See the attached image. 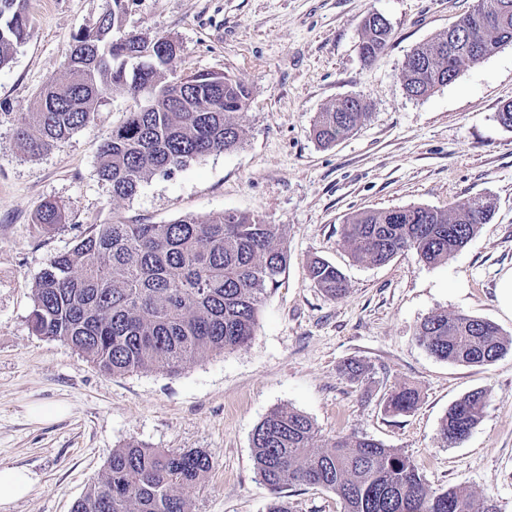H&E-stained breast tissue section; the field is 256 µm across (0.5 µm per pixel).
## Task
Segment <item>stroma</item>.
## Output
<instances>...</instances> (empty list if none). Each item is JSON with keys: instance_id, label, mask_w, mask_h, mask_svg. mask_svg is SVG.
I'll list each match as a JSON object with an SVG mask.
<instances>
[{"instance_id": "1", "label": "stroma", "mask_w": 512, "mask_h": 512, "mask_svg": "<svg viewBox=\"0 0 512 512\" xmlns=\"http://www.w3.org/2000/svg\"><path fill=\"white\" fill-rule=\"evenodd\" d=\"M476 0H129L122 32L165 36L179 51L174 74L221 72L250 89L239 116L242 148L191 161L113 197L97 176L100 148L131 102L107 92L94 122L36 158L17 147L14 124L50 80L63 79L71 36L91 26L106 0H27L28 40L0 68V465L27 469L33 485L7 512H72L104 473L114 449L135 441L207 453L212 468L187 491L192 512H342L331 490H272L256 472L252 435L273 410L312 420L322 438L355 433L401 449L430 490L461 488L512 512V348L489 365L437 359L416 338L435 312L465 314L512 337V312L497 296L512 269V130L497 117L512 101V45L426 98L409 97L406 58L471 10ZM383 15L392 40L374 62L359 54L362 23ZM347 95L370 117L336 145L313 137L318 112ZM490 200L494 214L444 263L409 252L374 265L355 261L340 229L353 213L443 208ZM63 203L67 224L45 231L38 206ZM254 214L282 227L288 266L267 298L251 344L207 354L178 375H110L66 343L29 326L31 285L56 253L95 224H161L190 215ZM322 258L349 291L328 299L308 273ZM370 369L349 381L343 363ZM414 388L418 403L386 412L390 391ZM489 394L485 415L453 446L441 418L464 394ZM33 405L64 412L32 420Z\"/></svg>"}]
</instances>
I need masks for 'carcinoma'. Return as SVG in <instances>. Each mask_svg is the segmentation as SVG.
Listing matches in <instances>:
<instances>
[{"mask_svg": "<svg viewBox=\"0 0 512 512\" xmlns=\"http://www.w3.org/2000/svg\"><path fill=\"white\" fill-rule=\"evenodd\" d=\"M125 13L126 0H106L95 24L73 36L65 78L45 84L14 128L21 151L39 156L93 122L94 104L105 91L127 95L133 105L105 139L97 166L99 179L122 199L155 175L239 148V116L250 96L247 86L218 72L193 73L176 86L169 75L171 39L112 37ZM28 35L25 0H0V68ZM390 38L387 20L370 15L359 44L362 59L374 61ZM511 44L512 0H477L473 10L414 48L401 70L404 89L411 97H427L452 83L463 66ZM368 116L366 101L348 95L318 113L313 134L320 144L333 145ZM491 218V204L480 197L450 208L363 211L342 225L341 237L359 261L380 265L414 252L436 265L462 250ZM68 221L66 207L56 200L43 201L33 218L51 228ZM281 239L280 225L234 212L165 224H95L36 278L30 327L112 375L145 369L176 374L204 354L252 341L259 311L287 268ZM309 273L329 298L346 296L336 266L315 259ZM416 336L431 355L459 365H489L512 348V337L495 324L462 314L428 316ZM488 399L480 389L455 401L440 422L443 443L465 440L480 424ZM416 404V392L404 388L385 398L384 410L407 413ZM318 441L307 416L290 409L270 412L252 435L258 475L274 490L294 484L327 488L343 512H498L486 496L429 490L398 448L357 434ZM211 468L204 452L132 441L113 450L105 472L72 512H191L186 490Z\"/></svg>", "mask_w": 512, "mask_h": 512, "instance_id": "1", "label": "carcinoma"}]
</instances>
